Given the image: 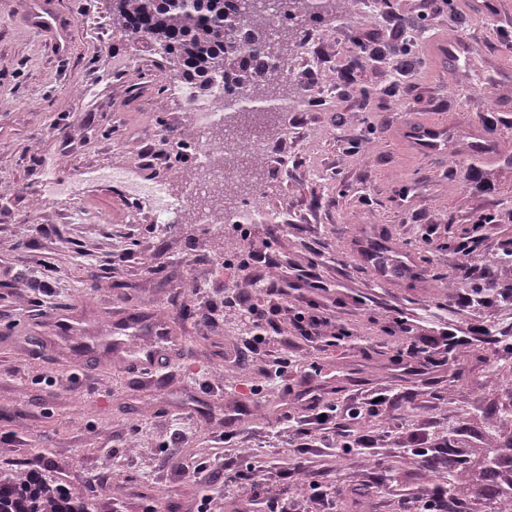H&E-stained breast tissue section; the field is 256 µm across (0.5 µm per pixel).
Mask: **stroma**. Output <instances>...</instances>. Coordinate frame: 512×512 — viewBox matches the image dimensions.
<instances>
[{
  "mask_svg": "<svg viewBox=\"0 0 512 512\" xmlns=\"http://www.w3.org/2000/svg\"><path fill=\"white\" fill-rule=\"evenodd\" d=\"M51 8L55 30L30 26ZM99 0H0V468L22 466L95 512H235L224 471L274 466L248 487L262 512L311 493L315 462L332 512H404L429 491L463 512L512 502V0H352L311 29L313 64L289 56L302 106L266 132L272 191L242 197L276 223L151 222L130 183L178 195L195 159L178 155L195 119L162 60L93 28ZM456 32L469 58L435 55ZM493 79L489 96L465 89ZM85 87L75 96L74 87ZM435 123L446 150L406 131ZM68 162H61V155ZM44 206L31 211L30 196ZM472 241V257L457 251ZM269 253L288 298L351 330L310 343L289 322L253 353L227 299L248 291L231 259ZM416 343L429 368H405ZM283 370L262 374L271 351ZM378 412L337 427L380 454L290 447L307 395ZM457 448L452 476L405 446Z\"/></svg>",
  "mask_w": 512,
  "mask_h": 512,
  "instance_id": "1",
  "label": "stroma"
}]
</instances>
